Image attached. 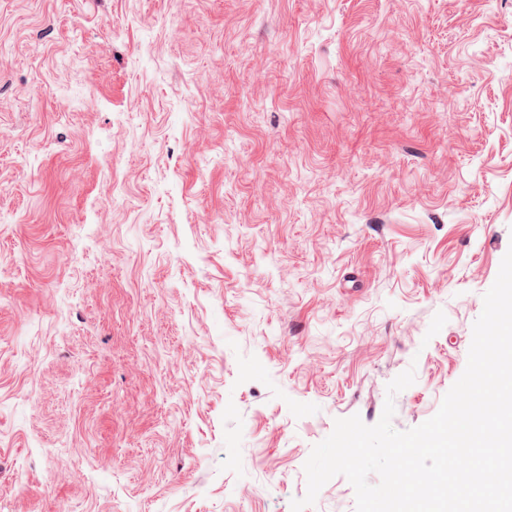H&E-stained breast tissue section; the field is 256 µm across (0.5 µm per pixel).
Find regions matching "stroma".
<instances>
[{
  "mask_svg": "<svg viewBox=\"0 0 512 512\" xmlns=\"http://www.w3.org/2000/svg\"><path fill=\"white\" fill-rule=\"evenodd\" d=\"M511 248L512 0H0V512H291Z\"/></svg>",
  "mask_w": 512,
  "mask_h": 512,
  "instance_id": "obj_1",
  "label": "stroma"
}]
</instances>
